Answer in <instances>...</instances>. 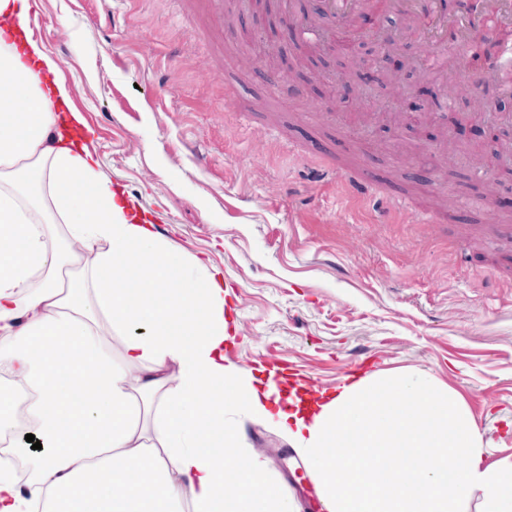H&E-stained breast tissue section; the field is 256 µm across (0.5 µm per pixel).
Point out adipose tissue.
<instances>
[{"label":"adipose tissue","mask_w":512,"mask_h":512,"mask_svg":"<svg viewBox=\"0 0 512 512\" xmlns=\"http://www.w3.org/2000/svg\"><path fill=\"white\" fill-rule=\"evenodd\" d=\"M0 0V512H293L244 426L278 431L323 512H512L466 406L410 371L288 390L229 360L224 278L145 223L75 138L56 62Z\"/></svg>","instance_id":"1"}]
</instances>
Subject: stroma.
I'll list each match as a JSON object with an SVG mask.
<instances>
[{
	"instance_id": "obj_1",
	"label": "stroma",
	"mask_w": 512,
	"mask_h": 512,
	"mask_svg": "<svg viewBox=\"0 0 512 512\" xmlns=\"http://www.w3.org/2000/svg\"><path fill=\"white\" fill-rule=\"evenodd\" d=\"M38 41L91 135L102 171L161 238L224 276L232 362L332 391L406 368L455 393L487 462L512 455V163L454 151L464 74L391 75L364 49L292 68L283 23L338 24L317 0H38ZM374 79L364 83L365 71ZM340 83L367 84L350 111ZM399 98L416 123L380 113ZM378 183L351 190L346 171ZM434 184L449 223L420 222L394 196ZM252 448L307 512L305 463L274 429Z\"/></svg>"
}]
</instances>
